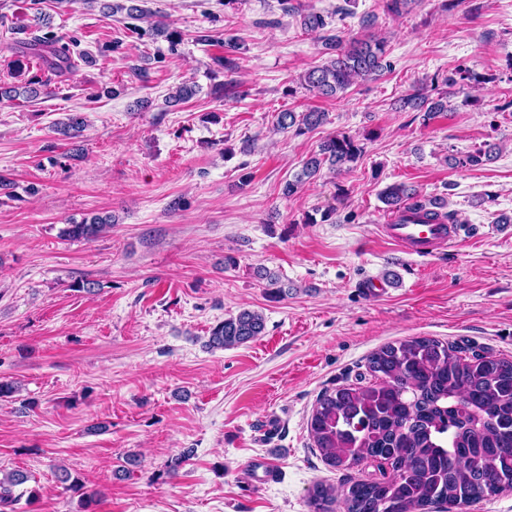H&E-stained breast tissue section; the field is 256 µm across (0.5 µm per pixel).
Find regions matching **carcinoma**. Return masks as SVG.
<instances>
[{"instance_id":"obj_1","label":"carcinoma","mask_w":512,"mask_h":512,"mask_svg":"<svg viewBox=\"0 0 512 512\" xmlns=\"http://www.w3.org/2000/svg\"><path fill=\"white\" fill-rule=\"evenodd\" d=\"M151 34L166 38L171 47L182 40L178 30L160 22ZM332 53L328 64L304 76L306 87L322 96H334L359 79L390 68L382 42L339 35L323 38ZM29 49L59 71L73 63L68 51L35 37ZM477 83L479 76L466 67L446 79L448 87ZM399 109L422 112L429 119L448 112V93L433 99L416 91L400 102ZM326 120L318 110L281 112L277 125L302 133ZM491 144L452 157V165L474 167L494 158ZM362 149L351 136L335 134L324 140L319 152L304 162L302 177L289 182L284 194L293 195L302 178L316 177L323 166L342 170L355 162ZM382 202L388 211L421 202L446 207L442 198H427L404 183L387 187ZM111 218L69 224L62 236L90 241ZM265 329L261 313L242 309L213 326L209 346L233 348L260 336ZM365 370L374 381L357 379L323 392L313 408L308 428L326 465L353 470L377 462L380 477H352L346 489L318 484L310 493L312 512H423L436 506L442 512H460L469 504L512 490V360L500 358L469 344H454L430 337H412L388 343L373 351ZM29 476L12 471L0 477V512H17L22 497L15 493Z\"/></svg>"}]
</instances>
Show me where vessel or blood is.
<instances>
[{
	"label": "vessel or blood",
	"instance_id": "b4317fda",
	"mask_svg": "<svg viewBox=\"0 0 512 512\" xmlns=\"http://www.w3.org/2000/svg\"><path fill=\"white\" fill-rule=\"evenodd\" d=\"M384 239L403 252L418 258L439 255L459 244L477 231L473 224H451L442 218L433 219L425 211L404 208L381 224Z\"/></svg>",
	"mask_w": 512,
	"mask_h": 512
}]
</instances>
